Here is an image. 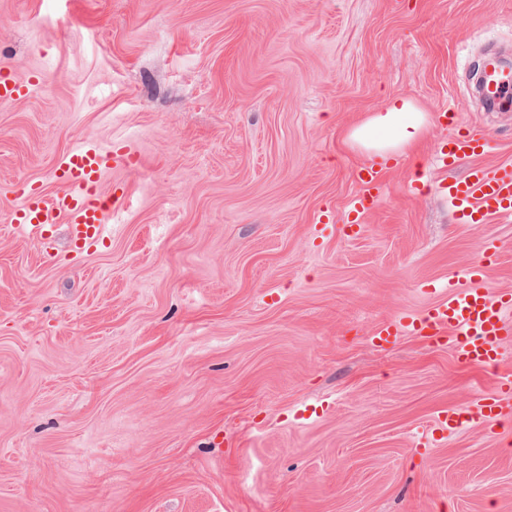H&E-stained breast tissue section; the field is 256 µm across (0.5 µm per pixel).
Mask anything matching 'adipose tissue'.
<instances>
[{"mask_svg": "<svg viewBox=\"0 0 512 512\" xmlns=\"http://www.w3.org/2000/svg\"><path fill=\"white\" fill-rule=\"evenodd\" d=\"M429 121V114L417 102L398 97L383 111L352 127L348 141L370 156L403 155L421 138Z\"/></svg>", "mask_w": 512, "mask_h": 512, "instance_id": "adipose-tissue-1", "label": "adipose tissue"}]
</instances>
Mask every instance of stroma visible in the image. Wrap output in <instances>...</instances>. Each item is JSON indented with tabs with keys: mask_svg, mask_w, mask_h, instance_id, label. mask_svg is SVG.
<instances>
[{
	"mask_svg": "<svg viewBox=\"0 0 512 512\" xmlns=\"http://www.w3.org/2000/svg\"><path fill=\"white\" fill-rule=\"evenodd\" d=\"M512 0H0V185L52 193L77 143L124 154L106 238L55 258L0 201V512H512V422L431 441L495 374L388 318L486 263L512 216L460 223L452 130L512 164ZM431 116L363 224L349 130L390 99ZM333 216L330 226L320 216ZM485 99L491 108L512 107V71L491 66L484 73ZM36 85H38V81L28 85L22 84L2 70L0 73V105L14 103L23 97H27ZM488 149V141L480 127L459 130L448 138L444 162L447 163L448 158V164L455 165L462 160L482 156Z\"/></svg>",
	"mask_w": 512,
	"mask_h": 512,
	"instance_id": "stroma-1",
	"label": "stroma"
}]
</instances>
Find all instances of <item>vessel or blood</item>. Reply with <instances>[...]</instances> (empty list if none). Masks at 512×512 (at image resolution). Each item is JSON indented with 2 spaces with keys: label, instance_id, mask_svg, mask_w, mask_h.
Instances as JSON below:
<instances>
[{
  "label": "vessel or blood",
  "instance_id": "1",
  "mask_svg": "<svg viewBox=\"0 0 512 512\" xmlns=\"http://www.w3.org/2000/svg\"><path fill=\"white\" fill-rule=\"evenodd\" d=\"M485 99L498 109L512 107V70L492 66L484 73ZM32 85L0 73V105L28 96ZM489 144L480 127L453 133L447 144L449 163L484 155ZM112 166L111 152L90 142L71 149L53 169L52 179L58 189L52 193L29 191L16 184L11 192L15 205L11 222L15 228L37 237L45 249L54 246L53 228L64 224L72 242L85 245L104 235V224L115 201L104 190L103 179ZM387 167L364 165L355 172L362 191L348 203L347 223H360L381 197L386 186ZM442 191L465 224L486 223L512 214V166L494 170L474 164L458 178L448 179ZM448 295L419 315L403 314L379 325L374 333L376 344L390 342L401 329L411 327L428 335L446 337L458 359L464 363L488 367L501 361L500 347L512 338V294L492 293L486 283L484 266L472 267L465 279H449ZM512 396V374L500 375L494 388L476 402L474 409L461 412L449 409L435 429L436 435L456 432L472 421L487 422L501 418L504 402Z\"/></svg>",
  "mask_w": 512,
  "mask_h": 512
}]
</instances>
